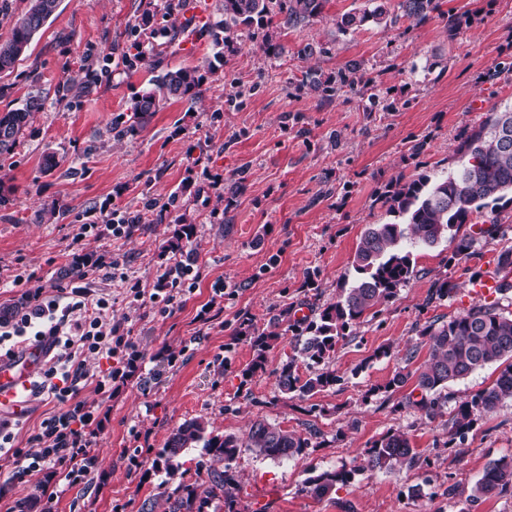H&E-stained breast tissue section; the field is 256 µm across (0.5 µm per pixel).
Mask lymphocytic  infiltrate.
<instances>
[{
  "mask_svg": "<svg viewBox=\"0 0 512 512\" xmlns=\"http://www.w3.org/2000/svg\"><path fill=\"white\" fill-rule=\"evenodd\" d=\"M111 279L128 282V293L136 302H150L170 311L181 304L185 278H157L152 288L129 283L119 258H111ZM95 270L88 264L72 276L69 287L49 291L37 287L26 291V303L9 319L0 320V352L13 353L21 345L45 342L50 354L34 381L35 396H48L57 411L43 420L19 447L15 417L0 418V461L10 464L12 479L49 473L68 485L84 481L95 463L93 442L101 431L100 411L81 399L80 391L93 386L101 398H109L112 384L128 378L141 365L128 330L110 317L112 298L88 284ZM93 357L116 359V366L93 370Z\"/></svg>",
  "mask_w": 512,
  "mask_h": 512,
  "instance_id": "obj_1",
  "label": "lymphocytic infiltrate"
}]
</instances>
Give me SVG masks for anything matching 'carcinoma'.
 Here are the masks:
<instances>
[{
	"instance_id": "carcinoma-1",
	"label": "carcinoma",
	"mask_w": 512,
	"mask_h": 512,
	"mask_svg": "<svg viewBox=\"0 0 512 512\" xmlns=\"http://www.w3.org/2000/svg\"><path fill=\"white\" fill-rule=\"evenodd\" d=\"M327 0H222L224 18L196 26L191 34L207 39L222 50L232 42L233 29L246 25L269 41L265 30L274 23L280 28H296L322 14ZM60 0H29V8L14 23L11 37L0 41V72L10 70L23 56L33 36L56 12ZM440 10L439 0H398L397 11L390 12L386 0H368L364 9L349 12L336 21V29L345 34L373 23L394 27L405 18L413 25L428 20ZM204 79L200 67L166 68L153 76L150 88L136 97L133 124L145 126L160 104L171 99H192ZM362 64L350 61L336 74L324 78L318 71L304 72L300 86L322 96L332 97L339 92L353 91L366 86ZM42 100L29 96L20 108L0 113V155L14 149L17 135L27 125L33 113L40 111ZM512 114V105L494 111L479 125L471 128L455 148L456 168L437 178L419 174L407 180L398 177L390 182L379 202L394 221L371 224L360 237L353 267L358 279L336 303L324 308L317 319H304L287 327L292 332V355L277 371V386L281 393L299 397L310 396L336 384V371L329 359L339 341L347 337L353 325L362 317L392 299L397 289L415 276L411 248L433 246L442 241L449 244L448 262L459 264L468 260L476 245L484 238L501 233L496 212L501 201L512 203V135L497 134L501 118ZM491 214L489 226L479 231H462L473 217ZM194 225L182 224L168 241L165 250L176 255L183 252L181 241L190 239ZM493 277L499 282L498 294L512 295V246L503 247L496 260ZM455 285L438 280L430 290L428 303L448 300ZM256 351L248 376L264 367L265 351L283 333L259 329L252 324L244 327ZM420 335L428 337L430 358L417 370L416 388L421 398L413 405L429 418L443 413L448 404L444 390L448 384L465 379L490 364L502 366L494 382L474 394L456 408L451 417L448 449L458 447L477 418L498 412L512 401V312L505 313L497 303L476 302L467 310L441 325L432 321ZM311 373L301 377L299 364ZM202 450L224 462V470L209 471L207 478L179 483L167 493L169 512H205L215 499H224L225 512H241L238 508L233 469L242 448L277 460L295 458L311 447V438L284 430L264 420L252 423L247 437L233 435L210 436L204 421L189 420L174 429L160 454L166 473L180 470V457L188 448ZM418 453L408 435L389 432L374 442L368 451L367 467L372 471H390L400 466L413 467ZM351 478L346 471L323 472L307 478L304 490L316 498L329 495L336 484ZM512 494V458L502 457L488 463L481 477L471 487L468 500L472 503L491 497Z\"/></svg>"
}]
</instances>
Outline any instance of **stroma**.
Segmentation results:
<instances>
[{"instance_id": "obj_1", "label": "stroma", "mask_w": 512, "mask_h": 512, "mask_svg": "<svg viewBox=\"0 0 512 512\" xmlns=\"http://www.w3.org/2000/svg\"><path fill=\"white\" fill-rule=\"evenodd\" d=\"M365 3L327 0L321 17L270 28L267 42L238 27L220 56L205 39L161 37L171 24L168 0H61L22 61L0 73V112L31 95L43 100L13 152L0 156V307L23 304L18 274L67 287L62 272L82 228L85 252L120 256L130 278L149 288L177 220L187 217L195 226L187 250L199 272L167 316L131 302L106 273L92 275L93 287L111 293L112 320L130 329L144 363L109 400L93 386L81 390V399L107 411L84 482L70 487L42 474L18 482L0 473V512L17 504L26 512H141L145 503L166 512L168 476L157 457L170 432L192 419L241 439L256 420L312 434L311 448L288 461L242 450L235 478L247 512H512L511 494L467 500L489 460L512 456V402L478 419L454 453L444 446L446 415L431 419L409 405L413 383L386 387L427 360L426 322L469 308L471 272L493 270L512 245V204L497 211L503 235L481 240L465 263H449L444 243L414 248L416 276L337 345L336 385L303 399L279 391L276 371L292 353L287 335L266 351L262 372L242 375L256 352L240 324L262 329L336 302L357 278L352 260L365 228L389 220L377 195L397 177L456 167L464 132L512 104V72L484 78L496 63L512 62V0H442L418 26L404 19L338 33L337 18ZM452 16L460 22L453 37ZM308 44L318 52L306 59L300 51ZM138 49L171 67L202 66L204 81L196 100L168 101L134 129V98L151 78L133 58ZM353 59L371 80L361 93L324 99L299 88L308 67L332 75ZM386 99L395 111H384ZM421 140L427 151L413 157ZM49 154L57 162L50 170ZM241 173L247 181L238 191ZM214 175L220 187L211 186ZM173 195L164 223L137 225L120 239L98 228L102 213L143 215ZM43 203L55 204L58 220L37 222ZM439 279L457 292L429 302ZM219 287L224 296L210 321H199ZM394 430L407 433L421 465L364 470L373 442ZM341 469L351 480L328 496L304 491L306 478Z\"/></svg>"}]
</instances>
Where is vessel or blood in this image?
Wrapping results in <instances>:
<instances>
[{"instance_id":"vessel-or-blood-1","label":"vessel or blood","mask_w":512,"mask_h":512,"mask_svg":"<svg viewBox=\"0 0 512 512\" xmlns=\"http://www.w3.org/2000/svg\"><path fill=\"white\" fill-rule=\"evenodd\" d=\"M46 356V347L40 345L25 347L12 357L0 355V409L26 410L33 399V380Z\"/></svg>"}]
</instances>
